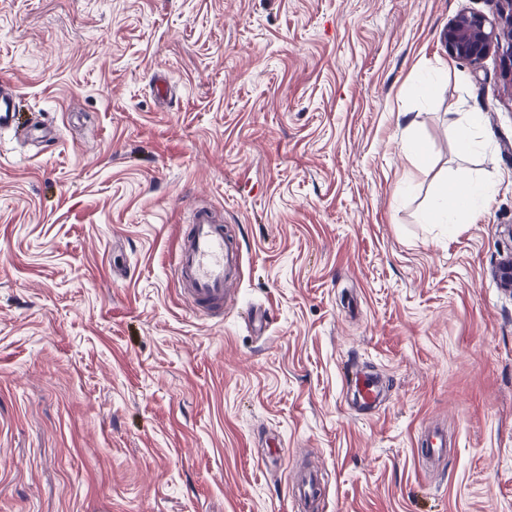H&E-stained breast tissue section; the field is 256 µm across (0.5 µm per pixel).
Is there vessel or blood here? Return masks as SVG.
Returning a JSON list of instances; mask_svg holds the SVG:
<instances>
[{"label":"vessel or blood","mask_w":512,"mask_h":512,"mask_svg":"<svg viewBox=\"0 0 512 512\" xmlns=\"http://www.w3.org/2000/svg\"><path fill=\"white\" fill-rule=\"evenodd\" d=\"M16 126L15 96L11 87L0 88V130ZM242 254L237 239L225 232L223 217L213 208L195 206L186 224L175 264L180 292L192 313L217 318L237 296L230 285L241 269ZM447 437L438 429L424 430L420 438V458L437 462L445 453ZM291 494L300 512H315L322 495L317 475L301 472Z\"/></svg>","instance_id":"1"}]
</instances>
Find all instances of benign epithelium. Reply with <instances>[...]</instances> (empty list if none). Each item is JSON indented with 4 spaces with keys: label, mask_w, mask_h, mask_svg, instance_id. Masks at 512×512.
I'll return each instance as SVG.
<instances>
[{
    "label": "benign epithelium",
    "mask_w": 512,
    "mask_h": 512,
    "mask_svg": "<svg viewBox=\"0 0 512 512\" xmlns=\"http://www.w3.org/2000/svg\"><path fill=\"white\" fill-rule=\"evenodd\" d=\"M508 12L500 19H490L477 12H461L448 24L443 39L448 55L469 63L493 53L499 57L503 77L512 85V0H504ZM496 276L512 288V253L498 263Z\"/></svg>",
    "instance_id": "1"
}]
</instances>
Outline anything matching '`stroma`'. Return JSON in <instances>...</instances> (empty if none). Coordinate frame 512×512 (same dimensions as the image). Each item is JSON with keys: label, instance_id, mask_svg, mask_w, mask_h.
Returning a JSON list of instances; mask_svg holds the SVG:
<instances>
[{"label": "stroma", "instance_id": "obj_1", "mask_svg": "<svg viewBox=\"0 0 512 512\" xmlns=\"http://www.w3.org/2000/svg\"><path fill=\"white\" fill-rule=\"evenodd\" d=\"M497 8L0 0V512H296V452L319 512H512V85L443 41ZM465 175L481 214L423 223ZM200 203L243 252L220 321L172 272ZM11 87L0 88V130L13 129L16 126L15 96ZM447 443V437L443 431L425 429L423 436L420 437V461L434 464L444 455Z\"/></svg>", "mask_w": 512, "mask_h": 512}]
</instances>
